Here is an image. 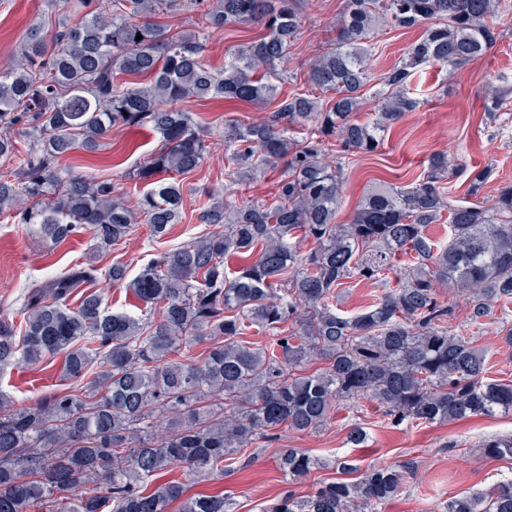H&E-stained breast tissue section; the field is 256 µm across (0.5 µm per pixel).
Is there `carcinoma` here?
I'll use <instances>...</instances> for the list:
<instances>
[{
    "instance_id": "carcinoma-1",
    "label": "carcinoma",
    "mask_w": 512,
    "mask_h": 512,
    "mask_svg": "<svg viewBox=\"0 0 512 512\" xmlns=\"http://www.w3.org/2000/svg\"><path fill=\"white\" fill-rule=\"evenodd\" d=\"M500 0H346L336 38L307 72L332 93L292 95L266 121L224 125L232 185L280 170L271 202L238 205L206 196L200 219L222 230L165 252L132 279L115 263L106 280L123 283L147 308L113 313L97 293L94 260L27 289L14 320L0 317V370L64 356L77 389L14 409L0 391V512H228L222 494L185 496L173 466L224 474V463L255 437L286 427L310 433L335 408L376 403L392 425L445 423L512 411V383L485 380L486 358L472 337L452 328L453 308L439 289L467 295L470 323L496 304H512V184L481 199L492 169L474 173L467 205L447 190L448 154L437 153L423 178L372 188L346 224L343 160L375 153L385 131L415 110L410 81L422 66L456 67L499 37ZM172 8L200 12L201 25H262L266 34L239 47L224 69L204 67L198 35L169 32L153 18ZM58 30L31 28L21 59L0 71V124L32 140L27 153L0 135V214L32 224L57 244L92 230V251L126 239L138 224L164 238L179 222V177L201 167L202 130L176 105L224 96L242 102L276 95L275 70L304 22V0H62ZM430 23L399 63L379 78L378 109L354 119L373 81L367 60L379 51L376 28ZM142 35L136 40V35ZM149 124L162 146L135 174L148 189L135 208L109 180L57 167L77 149L97 150L117 126ZM307 126L297 140L291 127ZM448 215V243L428 237ZM310 243L305 249L303 245ZM411 255L395 287V255ZM242 260L224 265V257ZM382 287L353 315L334 307L352 278ZM269 336L257 345L249 328ZM203 344V357L191 356ZM315 359L324 366L310 371ZM174 423L155 435L156 411ZM481 458L512 461V435L483 438ZM321 459L287 448L279 469L294 481ZM354 480L321 482L306 497L288 491L261 512H378L409 471L339 462ZM438 512H512V479L486 492L455 495Z\"/></svg>"
}]
</instances>
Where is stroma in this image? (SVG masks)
Wrapping results in <instances>:
<instances>
[{
    "label": "stroma",
    "mask_w": 512,
    "mask_h": 512,
    "mask_svg": "<svg viewBox=\"0 0 512 512\" xmlns=\"http://www.w3.org/2000/svg\"><path fill=\"white\" fill-rule=\"evenodd\" d=\"M345 0H306L308 20L291 48L285 66L289 75L279 85L280 97L293 92L312 93L306 81L310 64L336 37V23ZM62 13L57 0H0V70L16 60L28 31L36 24H51ZM503 34L484 55L451 68L425 67L411 81L416 110L405 113L387 132L384 145L376 154H356L343 170L344 204L337 216L347 223L361 199L380 184L405 186L423 174L429 158L447 152L453 165L448 182L457 203H465L468 178L473 170L492 166L494 174L485 186V198H492L502 182H512V110L489 115L484 110L488 90H512V22L503 24ZM424 26L394 30L381 27L377 37L381 52L370 61L374 75L385 73L398 62L406 48L419 40ZM261 26L232 24L211 32L203 42L202 61L215 70L239 45L260 37ZM279 105L278 99L261 103L230 102L220 97L188 100L182 107L204 129L209 146L200 169L183 180V211L165 242L150 235L148 225H137L131 236L119 245L100 252V269L116 261L126 265L129 275L138 272L161 253L184 242L216 232L213 224L201 223L198 200L201 195H223L225 175L224 126L229 122L250 123L266 119ZM161 140L152 130H113L103 147L88 153L75 151L62 159L61 167L72 174L108 179L119 191L143 193L132 175L160 148ZM92 243V233L81 230L64 242L49 245L41 241L28 225L11 218H0V306L13 304L31 284L45 281L84 261ZM442 301L455 308L453 325L466 330L486 355L487 376L497 381L512 380V347L504 346L498 331L512 325V305L496 307L483 325L469 323L464 297L453 289H442ZM74 383L63 371L62 359L50 365H19L0 372V390L20 407L57 393L73 390ZM364 426L369 445L354 448L346 442L351 424ZM493 434H512V411L492 418L473 417L448 424L399 426L384 421L375 403L362 400L335 410L331 420L319 431L307 434L280 431L278 437L254 441L242 449L224 469L222 476L208 478L187 474L176 468L169 479L184 483L189 494L224 493L232 512H260L267 500L285 488L297 496H307L317 482L334 480L340 473L337 460L352 458L361 466L412 465L413 474L400 496L382 505L381 512H437L449 496L489 489L502 478H512V464L479 458L474 448L482 438ZM302 448L323 461L301 480L285 483L278 469L280 449Z\"/></svg>",
    "instance_id": "obj_1"
}]
</instances>
